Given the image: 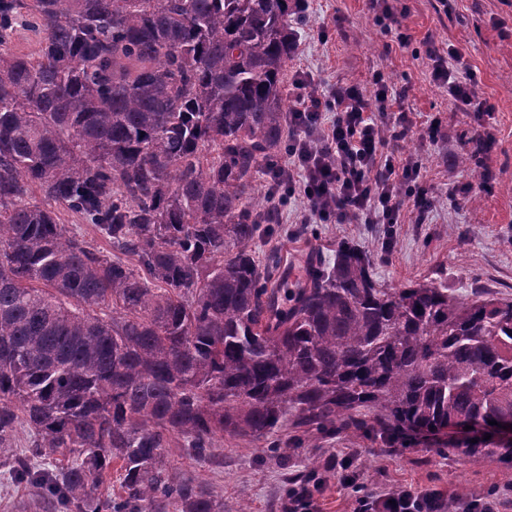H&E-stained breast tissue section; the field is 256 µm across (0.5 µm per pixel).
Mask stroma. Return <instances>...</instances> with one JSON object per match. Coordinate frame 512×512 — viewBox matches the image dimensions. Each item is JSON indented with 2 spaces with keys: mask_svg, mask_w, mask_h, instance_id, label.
I'll use <instances>...</instances> for the list:
<instances>
[{
  "mask_svg": "<svg viewBox=\"0 0 512 512\" xmlns=\"http://www.w3.org/2000/svg\"><path fill=\"white\" fill-rule=\"evenodd\" d=\"M394 5L406 13L410 40L404 47L381 34L372 0H310L308 23L297 32L301 53L291 57L287 71L312 73L329 87L364 86L380 71L404 91L415 133L399 150L422 158L432 208L420 224L413 208H406L403 223L389 230L382 224H299L290 205L280 210L278 230L257 242L256 257L277 253L295 279L307 256L331 261L347 242L367 255L377 279L390 288L435 278L459 296L478 290L512 295V0H448L444 12L438 0H394ZM432 46L443 53L458 49L481 96L495 104L487 119L494 139L486 151L475 152L470 142L474 113L461 110L434 82ZM331 452L384 490L435 489L448 497L462 488L477 498L494 485L512 488V467L495 458L474 465L458 453L438 455L426 443L404 448L342 433L291 450L284 459L272 456L265 441L229 435L219 442L218 463L194 461L176 446L170 458L178 472L205 480L223 495L224 512L242 506L248 512H281L287 477L323 465ZM0 512H49V507L34 488L0 471Z\"/></svg>",
  "mask_w": 512,
  "mask_h": 512,
  "instance_id": "35a3bbf8",
  "label": "stroma"
}]
</instances>
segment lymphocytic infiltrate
<instances>
[{
	"instance_id": "f902f5d3",
	"label": "lymphocytic infiltrate",
	"mask_w": 512,
	"mask_h": 512,
	"mask_svg": "<svg viewBox=\"0 0 512 512\" xmlns=\"http://www.w3.org/2000/svg\"><path fill=\"white\" fill-rule=\"evenodd\" d=\"M436 81L461 105L488 115L495 107L479 96L472 73H458L457 49L430 50ZM295 105L293 133L284 155L266 163L269 198L281 207L299 198L300 224H397L406 202L418 212L432 204L422 183L420 158L399 155L396 145L413 135L414 127L399 104L401 92L384 73L369 86L326 88L308 73L292 77ZM355 489L353 512H444L435 491L408 488L378 492L345 476Z\"/></svg>"
}]
</instances>
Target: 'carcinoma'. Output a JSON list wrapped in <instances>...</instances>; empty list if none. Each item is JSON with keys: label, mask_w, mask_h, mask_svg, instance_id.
Listing matches in <instances>:
<instances>
[{"label": "carcinoma", "mask_w": 512, "mask_h": 512, "mask_svg": "<svg viewBox=\"0 0 512 512\" xmlns=\"http://www.w3.org/2000/svg\"><path fill=\"white\" fill-rule=\"evenodd\" d=\"M293 11L0 0V467L55 512H224L170 466L176 440L214 462L224 434L288 456L290 417L297 448L512 419V297L386 288L348 243L290 288L260 271ZM22 21L34 54L13 47ZM114 471L119 491L94 496Z\"/></svg>", "instance_id": "1"}]
</instances>
